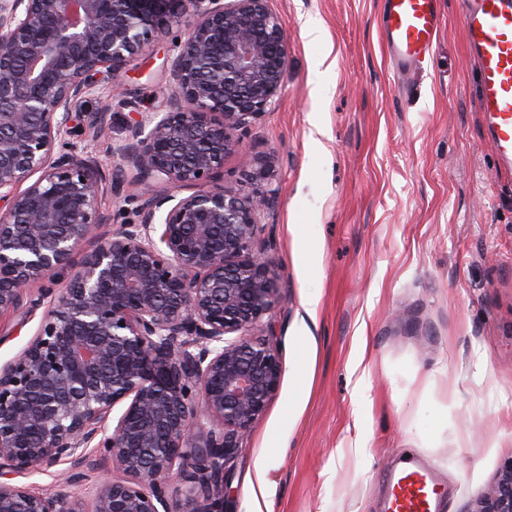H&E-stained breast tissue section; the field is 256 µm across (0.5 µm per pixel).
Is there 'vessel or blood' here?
<instances>
[{"mask_svg": "<svg viewBox=\"0 0 512 512\" xmlns=\"http://www.w3.org/2000/svg\"><path fill=\"white\" fill-rule=\"evenodd\" d=\"M439 0H385L380 19L397 73L423 68L441 28ZM469 52L477 67L476 94L500 168H512V0H458ZM388 512H432L440 486L419 465L391 476Z\"/></svg>", "mask_w": 512, "mask_h": 512, "instance_id": "vessel-or-blood-1", "label": "vessel or blood"}]
</instances>
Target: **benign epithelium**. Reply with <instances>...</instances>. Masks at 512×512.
Masks as SVG:
<instances>
[{"label":"benign epithelium","mask_w":512,"mask_h":512,"mask_svg":"<svg viewBox=\"0 0 512 512\" xmlns=\"http://www.w3.org/2000/svg\"><path fill=\"white\" fill-rule=\"evenodd\" d=\"M267 2L0 0V315L37 284L52 302L0 369V478L68 463L78 484L99 460L122 473L88 489L89 511L80 493L0 481V512H224L229 465L282 376L263 324L281 275L255 246L278 202L272 162L247 158L251 191L224 186L288 67ZM188 9L166 103L129 122L108 175L76 138L111 106H76L119 96L118 75ZM126 185L147 189L137 220L104 232L102 199ZM470 512H512V462Z\"/></svg>","instance_id":"obj_1"}]
</instances>
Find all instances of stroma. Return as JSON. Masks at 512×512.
Wrapping results in <instances>:
<instances>
[{"label":"stroma","mask_w":512,"mask_h":512,"mask_svg":"<svg viewBox=\"0 0 512 512\" xmlns=\"http://www.w3.org/2000/svg\"><path fill=\"white\" fill-rule=\"evenodd\" d=\"M383 2L268 0L288 69L224 184L247 190L246 155L271 158L280 200L264 237L282 288L266 319L282 377L231 467L226 512H251L261 469L273 512H386L388 478L412 459L444 486L438 512H470L512 462V172L484 134L457 0H440L432 62L403 76ZM193 20L122 73L111 125L86 136L104 166L129 121L165 101L164 64ZM49 307L0 315V368Z\"/></svg>","instance_id":"obj_1"}]
</instances>
